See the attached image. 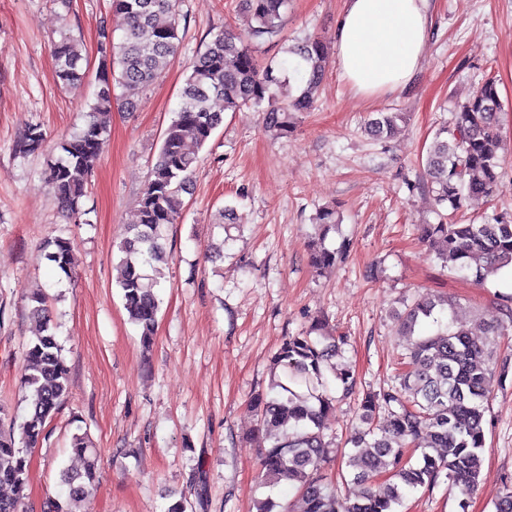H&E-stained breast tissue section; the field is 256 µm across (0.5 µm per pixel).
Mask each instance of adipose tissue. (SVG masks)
<instances>
[{
    "instance_id": "obj_1",
    "label": "adipose tissue",
    "mask_w": 512,
    "mask_h": 512,
    "mask_svg": "<svg viewBox=\"0 0 512 512\" xmlns=\"http://www.w3.org/2000/svg\"><path fill=\"white\" fill-rule=\"evenodd\" d=\"M430 26L429 0H344L334 36L343 79L364 98L405 90Z\"/></svg>"
}]
</instances>
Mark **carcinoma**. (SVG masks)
I'll return each mask as SVG.
<instances>
[{"label":"carcinoma","mask_w":512,"mask_h":512,"mask_svg":"<svg viewBox=\"0 0 512 512\" xmlns=\"http://www.w3.org/2000/svg\"><path fill=\"white\" fill-rule=\"evenodd\" d=\"M288 4L289 0H238L239 11L250 19L248 29L214 34L189 63L179 108L163 132L138 199L136 220L119 245L117 285L145 344L153 335L162 304L157 288L165 279L163 268L154 261L162 259L167 228L179 219L184 186L201 162L188 144L203 147L223 121L211 101L223 100L224 110L231 112L259 108L266 127L284 132L290 129V113L309 112L315 105L329 57L325 41L309 37L289 47L294 60L263 63L255 54L254 43L280 35ZM111 7L123 20L124 35L116 43L101 33L100 90L87 104L83 126L59 143L62 155L50 165L47 180L75 224L88 223L83 200L88 176L109 141L110 131L100 114L112 109V87L120 86L128 96L138 94L171 64L181 41L177 0H111ZM162 15L167 22H159ZM52 56L58 81L78 91L85 75L81 43L65 36L55 44ZM291 70L302 75L303 87L295 91L288 77ZM501 112L497 83L487 78L458 105L453 127L436 131L424 163L434 204L448 213L437 224L420 225L421 239L438 260L478 282L512 268V222L495 213L479 224H460L454 215L471 199L493 200L502 188ZM405 121L403 112H379L368 119L365 131L385 139ZM46 142L40 126L30 125L14 150L27 155L43 149ZM316 223L321 234L311 244V259L325 270L343 258L349 243L337 249L325 245L329 230L339 223L335 209H320ZM45 250L46 259L70 275L71 240L56 236L46 242ZM453 306L425 294L399 316L401 335H416L418 340L409 349L397 385L361 396L358 422L352 427L353 450L343 453L348 470L339 471L338 483L324 474L331 461L326 418L335 401L325 370L332 371L343 395L355 394L354 375L332 364L344 339L328 340L319 321L284 338L272 357L269 388L254 398L252 407L263 439L260 482L271 488L285 484L296 496L286 506L268 496L256 502V512H394L405 490L432 487L442 477L465 494L474 491L485 445L486 382L494 371L493 348L498 339L512 337V310L479 321L487 341L478 342L442 321V314ZM26 310L37 323L25 347L21 378L28 413L20 424L18 446L15 416L0 404V487L12 490V495L0 496V512H20L28 451L46 437L70 390V368L44 290L26 298ZM71 448L82 467L59 471L68 496L46 498L42 512H76L75 505L97 487L98 450L78 432L71 436Z\"/></svg>","instance_id":"obj_1"}]
</instances>
